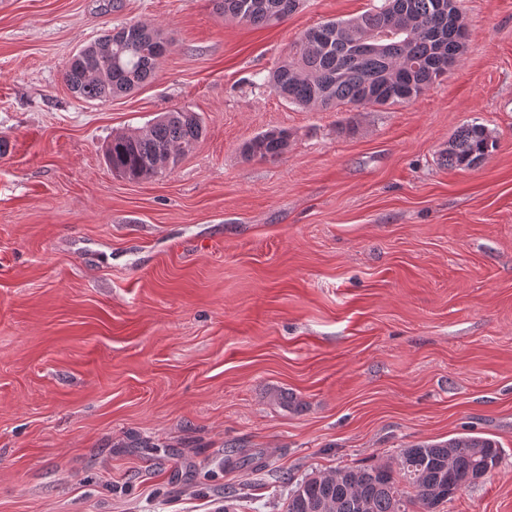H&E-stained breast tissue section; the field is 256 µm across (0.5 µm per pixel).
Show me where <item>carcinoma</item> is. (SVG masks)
I'll return each mask as SVG.
<instances>
[{
	"instance_id": "cac0c4a2",
	"label": "carcinoma",
	"mask_w": 512,
	"mask_h": 512,
	"mask_svg": "<svg viewBox=\"0 0 512 512\" xmlns=\"http://www.w3.org/2000/svg\"><path fill=\"white\" fill-rule=\"evenodd\" d=\"M384 0L355 18L329 20L307 30L272 74L273 89L289 102L324 110L366 108L415 98L448 74L467 43L448 31V14L461 18L459 0ZM224 15L251 25L279 22L300 0H217ZM382 48L364 49L370 37ZM169 50L163 33L133 23L115 27L81 47L65 64L63 79L78 98L105 102L139 88L156 73ZM204 133L196 113L176 109L145 129L112 138L105 159L131 180L153 179L192 152ZM285 130L261 133L242 147L245 158H275L288 148ZM493 146L480 124L460 127L443 160L450 169L471 168ZM498 443L471 432L445 442L404 449L396 466L343 467L331 476H310L292 491L286 512H435L457 492L461 476L477 478L498 464ZM405 484L406 493L399 488Z\"/></svg>"
}]
</instances>
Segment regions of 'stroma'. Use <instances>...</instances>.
Wrapping results in <instances>:
<instances>
[{
	"mask_svg": "<svg viewBox=\"0 0 512 512\" xmlns=\"http://www.w3.org/2000/svg\"><path fill=\"white\" fill-rule=\"evenodd\" d=\"M214 0L0 5V512H285L295 485L474 430L497 467L440 512H512V0L417 98L302 108L268 77L307 29ZM174 44L107 102L62 79L112 27ZM185 109L205 133L135 181L113 136ZM495 148L443 162L464 124ZM290 134L274 159L243 145ZM260 468L225 465L224 454Z\"/></svg>",
	"mask_w": 512,
	"mask_h": 512,
	"instance_id": "stroma-1",
	"label": "stroma"
}]
</instances>
